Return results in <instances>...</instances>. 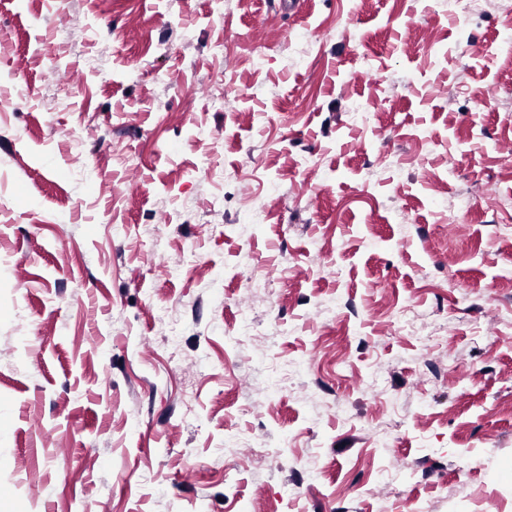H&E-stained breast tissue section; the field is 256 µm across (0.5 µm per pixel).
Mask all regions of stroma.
Segmentation results:
<instances>
[{"mask_svg":"<svg viewBox=\"0 0 512 512\" xmlns=\"http://www.w3.org/2000/svg\"><path fill=\"white\" fill-rule=\"evenodd\" d=\"M4 81L0 512H512V14L0 0Z\"/></svg>","mask_w":512,"mask_h":512,"instance_id":"stroma-1","label":"stroma"}]
</instances>
